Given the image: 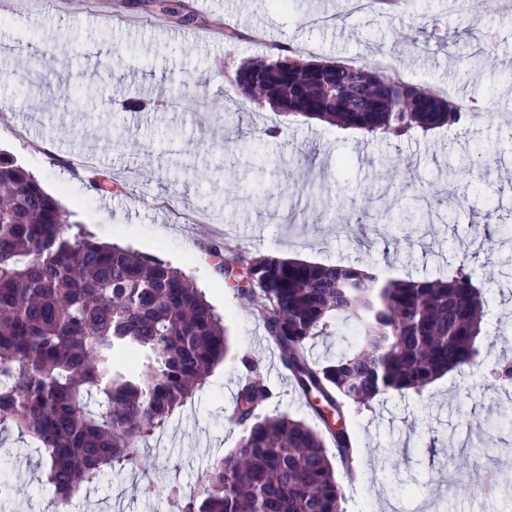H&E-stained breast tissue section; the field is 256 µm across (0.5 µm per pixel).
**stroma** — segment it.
<instances>
[{"label": "stroma", "mask_w": 512, "mask_h": 512, "mask_svg": "<svg viewBox=\"0 0 512 512\" xmlns=\"http://www.w3.org/2000/svg\"><path fill=\"white\" fill-rule=\"evenodd\" d=\"M451 0H369L339 15L336 0H0V152L12 155L59 199L70 223L106 242L160 258L202 288L224 317L232 350L192 397L141 445L143 471H107L72 501L74 512H169L167 492L198 494L213 460L239 445L228 415L244 373L259 365L274 392L266 408L315 424L261 322L240 296L245 279H227L205 246L229 238L251 254L273 253L326 265L371 267L390 278L447 274L470 245L474 226L490 225L487 258L473 268L490 305L488 338L474 364L422 394L393 393L357 412L354 464L343 512H496L487 480L512 482V427L487 426L488 413L512 409L503 385L470 397L475 380L512 361V140L499 125L512 111V0L488 15L460 17ZM188 4L193 23L175 15ZM486 47L491 69L476 70L458 43ZM293 47L302 58L381 66L411 84L455 100L488 104L472 124L394 141L317 120L284 118L237 96L229 81L243 61ZM46 84L29 77L49 49ZM49 55V54H48ZM206 100L201 112L159 106L123 112L117 100L171 95ZM278 127L286 150L270 160L255 137ZM493 150L489 170L460 156ZM94 157L95 171L77 162ZM346 166H338L340 158ZM112 190H91L94 173ZM380 223L359 226L358 209ZM417 209L416 224L397 216ZM468 423L472 443L451 460L432 450L450 442L452 424ZM156 486L143 491L145 480ZM0 512H24L26 500L50 497L41 455L16 431L0 433Z\"/></svg>", "instance_id": "35a3bbf8"}]
</instances>
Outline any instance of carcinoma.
Masks as SVG:
<instances>
[{"instance_id": "1", "label": "carcinoma", "mask_w": 512, "mask_h": 512, "mask_svg": "<svg viewBox=\"0 0 512 512\" xmlns=\"http://www.w3.org/2000/svg\"><path fill=\"white\" fill-rule=\"evenodd\" d=\"M232 83L288 117L401 140L469 124L478 113L394 73L280 51L247 61ZM206 251L226 277L245 269L253 305L322 430L260 408L272 397L257 364L231 421L239 448L215 459L201 495L172 490L171 512H342L353 473L350 408L393 392L422 393L479 355L488 302L468 256L445 278L383 279L373 269L271 254L229 240ZM341 318L356 341L323 364L309 342ZM224 317L162 260L71 233L67 211L0 153V429L37 444L56 500L104 471L139 465L138 447L228 355ZM330 438L334 458L326 453Z\"/></svg>"}]
</instances>
